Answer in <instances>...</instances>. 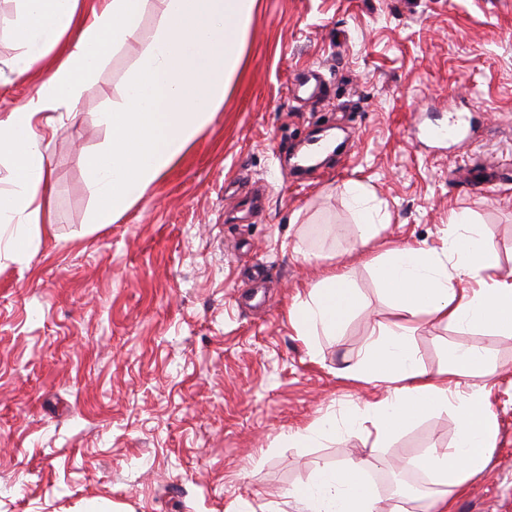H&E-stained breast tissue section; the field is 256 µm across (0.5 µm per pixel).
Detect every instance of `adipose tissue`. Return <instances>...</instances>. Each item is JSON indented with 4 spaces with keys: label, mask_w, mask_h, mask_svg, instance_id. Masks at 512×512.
I'll return each mask as SVG.
<instances>
[{
    "label": "adipose tissue",
    "mask_w": 512,
    "mask_h": 512,
    "mask_svg": "<svg viewBox=\"0 0 512 512\" xmlns=\"http://www.w3.org/2000/svg\"><path fill=\"white\" fill-rule=\"evenodd\" d=\"M17 2L12 36L19 52L8 70L21 75L45 56L55 57L35 94L0 114V165L11 174L0 187V261L21 264L48 238L53 222L42 139L55 132L56 112L69 109L114 54H134L119 101L99 117L107 143L82 157L93 200L89 221L115 223L185 155L221 108L241 67L257 0ZM149 12L156 25L145 39L141 22ZM498 266L494 244L462 215L450 219L441 248L388 250L375 273L396 318L340 370L348 379L388 384V393L343 418L328 414L296 433V441L352 436L366 420L381 441L425 415L452 409V444L407 460L435 485L434 512H448L450 496L487 469L496 446L498 422L481 384L496 367L487 349L460 344L443 368L428 374L414 351L415 323L428 316L488 336H512V272L486 275ZM359 306L354 288L330 270L296 300L289 318L298 335H333ZM291 496L297 512H377L362 460L313 473Z\"/></svg>",
    "instance_id": "adipose-tissue-1"
}]
</instances>
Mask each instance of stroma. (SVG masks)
Listing matches in <instances>:
<instances>
[{
  "instance_id": "35a3bbf8",
  "label": "stroma",
  "mask_w": 512,
  "mask_h": 512,
  "mask_svg": "<svg viewBox=\"0 0 512 512\" xmlns=\"http://www.w3.org/2000/svg\"><path fill=\"white\" fill-rule=\"evenodd\" d=\"M132 61L116 53L43 142L52 235L27 268L0 263V512H295L289 490L369 447L377 510L391 512L389 464L448 446L452 411L379 445L368 422L308 447L291 437L384 394L337 369L393 318L373 273L386 251L441 247L463 213L512 270V0H258L223 108L127 214L95 228L81 156L106 143L97 115ZM310 68L326 91L306 100L292 83ZM50 71L44 59L0 81V113ZM453 111L466 140L427 139ZM333 129L343 147L293 176L294 152ZM351 181L387 218L365 244ZM328 269L361 306L340 335L302 339L288 310ZM460 343L497 364L486 389L499 434L451 512H512V336L417 323L428 372Z\"/></svg>"
}]
</instances>
